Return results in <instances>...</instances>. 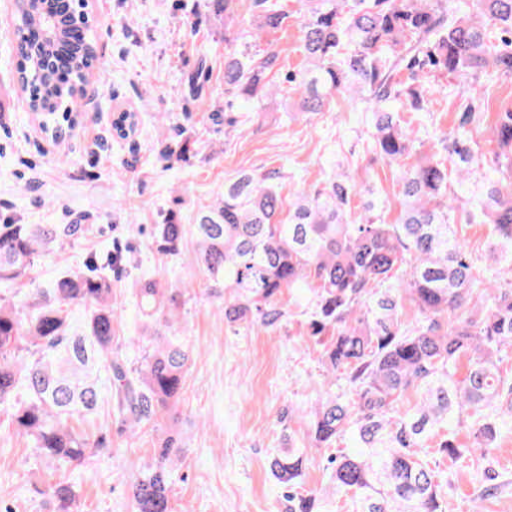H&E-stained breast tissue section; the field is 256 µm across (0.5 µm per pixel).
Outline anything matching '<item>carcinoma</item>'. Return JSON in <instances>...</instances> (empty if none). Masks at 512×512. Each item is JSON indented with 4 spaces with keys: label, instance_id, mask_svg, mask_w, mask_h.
Listing matches in <instances>:
<instances>
[{
    "label": "carcinoma",
    "instance_id": "1",
    "mask_svg": "<svg viewBox=\"0 0 512 512\" xmlns=\"http://www.w3.org/2000/svg\"><path fill=\"white\" fill-rule=\"evenodd\" d=\"M304 66L288 75L289 93L303 112H322L343 94L372 109L371 150L400 170L402 212L397 224L373 215L366 189L342 170L319 189L301 188L287 200L276 175L241 172L201 210L194 224L197 261L206 287L224 293V322L238 327L279 322L283 289L312 297L308 336L333 378L345 376L356 399L329 393L311 413L307 437L331 448L336 495L354 512H446L440 477L428 460L435 452L462 458L450 437L465 425L468 458L492 452L494 429L482 412L496 406L512 423V283L493 287L480 278L454 225L491 224L493 259L512 271V108L499 113L488 148L471 136L483 121L477 80H512V0H299ZM238 0H209L224 29ZM33 0H14L19 30L27 29ZM253 35L281 28L288 5L251 0ZM82 38L62 31L43 52L20 45V91L30 111L53 123L70 104L92 67L100 81L107 63L79 15ZM279 53L255 43L224 54L226 104L252 106L272 94ZM446 74L468 86L456 129L436 137L442 151L420 157L414 114L431 111L437 93L427 76ZM80 224H5L0 227V285L23 280L34 259L79 236ZM186 227L170 212L152 227V245L174 255ZM142 316L154 327L156 346L132 366L112 347L116 314L112 288L95 272H74L39 288L21 307L0 298V405L10 406L14 432L33 441L37 454L70 470L81 469L106 448V439L74 431L68 420L99 401L98 372L108 374L111 398L130 436L178 404L189 352L167 337L183 291L155 280L137 282ZM419 318H403L404 302ZM86 312L72 329V306ZM466 371L458 375L460 365ZM419 395L401 408L408 391ZM306 449L288 442L268 463L288 489L287 512H323L314 491H298ZM182 453L168 437L153 463L131 482L135 512H171L172 476ZM54 512H71L74 486L63 477L49 487Z\"/></svg>",
    "mask_w": 512,
    "mask_h": 512
}]
</instances>
